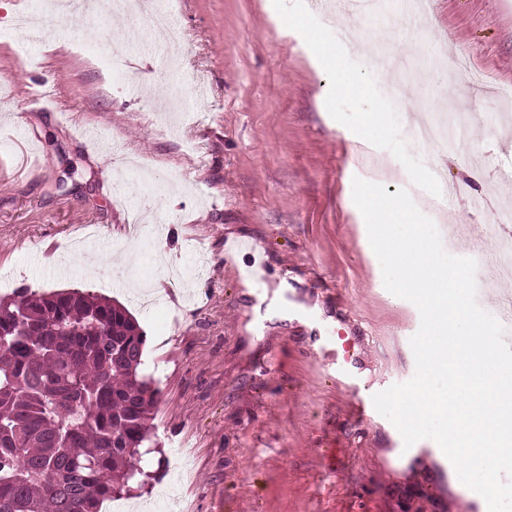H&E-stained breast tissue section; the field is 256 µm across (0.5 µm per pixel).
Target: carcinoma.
Returning a JSON list of instances; mask_svg holds the SVG:
<instances>
[{"label":"carcinoma","instance_id":"1","mask_svg":"<svg viewBox=\"0 0 512 512\" xmlns=\"http://www.w3.org/2000/svg\"><path fill=\"white\" fill-rule=\"evenodd\" d=\"M121 303L18 288L0 298V512H101L145 474L157 389Z\"/></svg>","mask_w":512,"mask_h":512}]
</instances>
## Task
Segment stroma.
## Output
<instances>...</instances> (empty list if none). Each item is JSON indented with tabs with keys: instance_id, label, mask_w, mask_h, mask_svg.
<instances>
[{
	"instance_id": "stroma-1",
	"label": "stroma",
	"mask_w": 512,
	"mask_h": 512,
	"mask_svg": "<svg viewBox=\"0 0 512 512\" xmlns=\"http://www.w3.org/2000/svg\"><path fill=\"white\" fill-rule=\"evenodd\" d=\"M400 12L173 0V49L141 10L0 0V275L115 299L143 329L160 394L126 512L174 485L183 512L483 505L370 404L413 377L420 313L385 288L352 180L384 155L388 193L421 200L455 255L481 249L512 204V0ZM396 77L429 116L468 112L449 147L411 144Z\"/></svg>"
}]
</instances>
